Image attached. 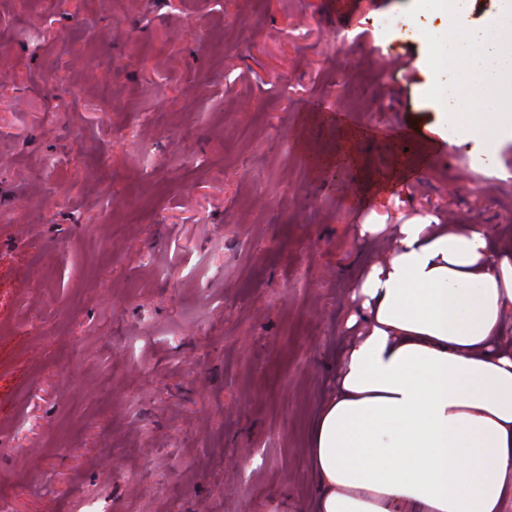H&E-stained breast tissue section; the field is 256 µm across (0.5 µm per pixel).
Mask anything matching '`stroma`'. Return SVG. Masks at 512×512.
<instances>
[{
	"label": "stroma",
	"instance_id": "obj_1",
	"mask_svg": "<svg viewBox=\"0 0 512 512\" xmlns=\"http://www.w3.org/2000/svg\"><path fill=\"white\" fill-rule=\"evenodd\" d=\"M346 2L0 0V512H317L313 427L390 238L359 225L512 244V129L429 148L447 28Z\"/></svg>",
	"mask_w": 512,
	"mask_h": 512
}]
</instances>
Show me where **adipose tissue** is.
Listing matches in <instances>:
<instances>
[{
  "label": "adipose tissue",
  "mask_w": 512,
  "mask_h": 512,
  "mask_svg": "<svg viewBox=\"0 0 512 512\" xmlns=\"http://www.w3.org/2000/svg\"><path fill=\"white\" fill-rule=\"evenodd\" d=\"M446 53L480 87L512 74V20ZM491 224H399L354 282L363 309L314 428L318 512H512V255Z\"/></svg>",
  "instance_id": "1"
}]
</instances>
